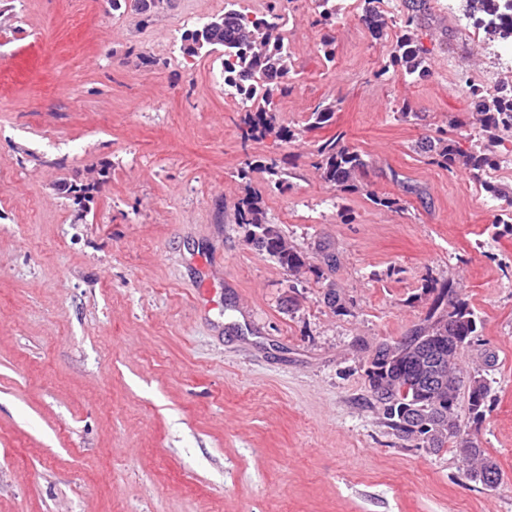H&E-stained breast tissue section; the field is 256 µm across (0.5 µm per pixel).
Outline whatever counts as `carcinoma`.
I'll return each mask as SVG.
<instances>
[{"instance_id":"obj_1","label":"carcinoma","mask_w":512,"mask_h":512,"mask_svg":"<svg viewBox=\"0 0 512 512\" xmlns=\"http://www.w3.org/2000/svg\"><path fill=\"white\" fill-rule=\"evenodd\" d=\"M381 0H360L359 21L375 41L387 35L388 23L379 10ZM407 11L404 28L406 32L396 36V42L388 63L377 72L383 76L389 72L401 76L406 81H417L430 73L429 62L424 50L417 44L407 28L419 20L425 12L427 0H403ZM463 11L468 16L489 17L497 9L498 0H460ZM319 22L325 25L336 24L343 13L340 0H315ZM224 30L219 43L224 45V90L238 99L244 115L241 119L240 137L243 141L262 140L270 135L281 141L295 138L290 128L277 124L275 98L288 94L285 78L293 63L288 52V44L281 29L284 15L276 12V5H267L266 11L255 15L254 21H242L246 14L234 8V4L224 6ZM471 116L475 127L469 134L471 148L463 151L454 142L429 137L418 144V149L432 156L434 163L451 169L461 164L471 178L483 185L491 197L502 202L495 223L512 227V191L488 181L490 172L499 168L494 146L502 141V134L512 133V86L503 83L497 91L482 95L470 92ZM334 114L330 107L317 105L307 120L306 129L314 130L327 125ZM315 169L327 184L343 193L360 190V178L365 175L367 160L355 148L337 135L320 143L316 148ZM263 169L271 175L279 173L277 160L264 164L245 160L239 171V178L250 177L251 172ZM237 223L247 229L246 242L270 257L292 275L310 273L316 280L324 278V270L313 265L288 241L277 225L267 219L263 197L260 192L245 187V194L237 206ZM423 291L433 295L430 308L423 321L416 325L398 344L404 347L405 355L396 358L387 353L377 354L368 362L365 375L369 381L371 406L382 415L383 425L401 441L412 442L417 448L428 447L429 431H448V426L456 431L448 438L439 441L434 451L450 448L467 468V474L475 482H483L481 464L491 460L479 444L466 437L459 419L458 405L461 392L467 397L478 395L483 399L480 416L473 417V423L480 424L490 410L488 397L490 386L484 379L473 380L459 363L460 353L471 346L477 333L473 325L477 317L467 301L458 293L456 282L451 279L440 281L431 278L423 285ZM324 303L338 315L347 313L345 299L335 285L330 283L323 293ZM444 328L457 342L444 348L442 367L447 376L454 379L455 387L450 391H438L420 379L421 362L413 352L438 335ZM427 419L430 429L419 431V436L408 438L407 426L416 419Z\"/></svg>"}]
</instances>
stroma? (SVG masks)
Returning <instances> with one entry per match:
<instances>
[{
    "label": "stroma",
    "instance_id": "obj_1",
    "mask_svg": "<svg viewBox=\"0 0 512 512\" xmlns=\"http://www.w3.org/2000/svg\"><path fill=\"white\" fill-rule=\"evenodd\" d=\"M401 2L384 0L375 41L356 12L328 27L314 0H280L293 69L276 118L297 138L245 142L222 53L182 50L224 0L148 20L104 0H0V512H512V232L467 170L415 149H469L460 76L492 54L432 7L414 27L429 75H380ZM321 103L331 123L305 130ZM338 133L369 163L351 194L312 166ZM248 159L287 160L282 186L240 180ZM248 186L336 270L296 280L248 245ZM430 276L454 278L479 318L461 364L495 400L474 432L493 488L369 405L363 366L423 321ZM331 282L347 315L323 302Z\"/></svg>",
    "mask_w": 512,
    "mask_h": 512
}]
</instances>
